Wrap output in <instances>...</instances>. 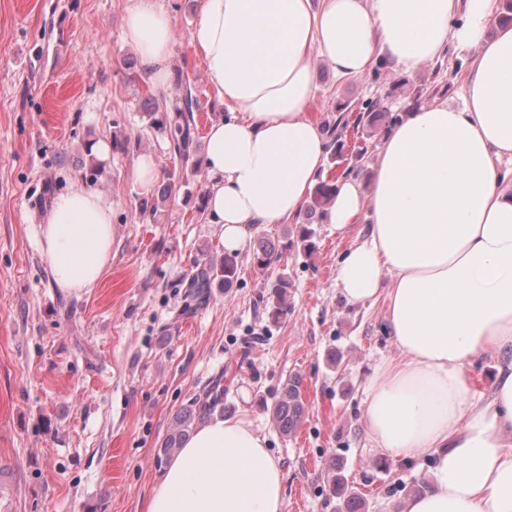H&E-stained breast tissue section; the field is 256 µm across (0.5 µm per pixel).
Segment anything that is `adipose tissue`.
Listing matches in <instances>:
<instances>
[{
	"label": "adipose tissue",
	"mask_w": 512,
	"mask_h": 512,
	"mask_svg": "<svg viewBox=\"0 0 512 512\" xmlns=\"http://www.w3.org/2000/svg\"><path fill=\"white\" fill-rule=\"evenodd\" d=\"M499 0H201L190 33L226 108L206 137L210 223L242 249L252 224L298 216L328 140L309 115L315 75L374 66L416 75L448 47L475 49L459 103L406 112L370 185L336 182L323 223L363 238L336 266L352 303L378 298L398 357L368 379L366 433L391 457L433 459L432 487L401 512H512V25ZM124 40L166 89L174 22L162 0H129ZM112 203L80 179L40 220L53 283L96 287L112 258ZM492 357L489 397L467 376ZM283 473L244 418L214 416L167 460L147 512H285Z\"/></svg>",
	"instance_id": "1"
}]
</instances>
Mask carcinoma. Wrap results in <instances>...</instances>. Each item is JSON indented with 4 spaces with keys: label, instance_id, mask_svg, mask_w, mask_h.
<instances>
[{
    "label": "carcinoma",
    "instance_id": "1",
    "mask_svg": "<svg viewBox=\"0 0 512 512\" xmlns=\"http://www.w3.org/2000/svg\"><path fill=\"white\" fill-rule=\"evenodd\" d=\"M349 109L357 112V124L366 123L370 126L376 125L385 117V114L390 112V109L378 99L363 101L353 107L347 104L338 107L340 112ZM143 112L146 117L145 131L157 139L168 142L173 159L182 165L188 164L197 139L191 90L188 89L183 94L180 105L171 106L164 100L149 96L144 100ZM181 187H183L182 177L178 175V169L175 168L168 174L166 182L158 186V198L165 202ZM334 190L333 179L319 181L313 188L304 213L308 215L323 209L330 202ZM279 255L280 248L276 244L264 237L255 240L254 258L260 267L268 268L274 265ZM238 271V257L233 254H226L218 260L208 259L198 264L187 283L185 303L181 313L195 311L207 304L214 285L232 287L238 279ZM269 288L271 292L266 299L265 307L269 308L271 318L276 320L287 310L288 276L284 273L277 276ZM299 387L298 377H288L269 408L274 423L284 435L293 433L305 416V404L300 397ZM215 411H224V380L221 376L215 377L201 394L176 413L170 432L162 444L163 453L169 455L179 450L182 440L195 428L196 423ZM329 490L342 499V512H362L365 508L362 498L349 490L342 476L336 472L329 476Z\"/></svg>",
    "mask_w": 512,
    "mask_h": 512
}]
</instances>
